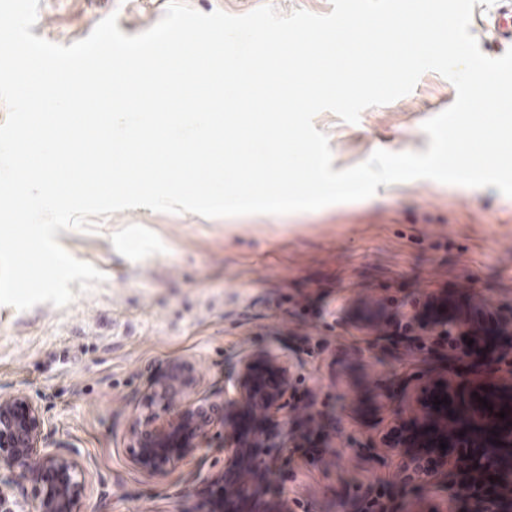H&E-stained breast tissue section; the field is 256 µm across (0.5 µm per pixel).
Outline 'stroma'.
Listing matches in <instances>:
<instances>
[{"mask_svg":"<svg viewBox=\"0 0 512 512\" xmlns=\"http://www.w3.org/2000/svg\"><path fill=\"white\" fill-rule=\"evenodd\" d=\"M193 9L232 15L263 4L287 14L303 9L327 14L331 0H186ZM165 5L141 0H39L33 35L65 46L86 38L99 21L117 15L125 35L142 33L164 15ZM456 90L435 72L421 76L414 90L386 105L365 109L358 123L325 111L314 120L332 150L333 170L365 161L375 150L426 151L422 123L447 108ZM458 226L460 249L444 254L431 269L420 300L402 286L424 266L417 248L423 224ZM91 231H58L57 241L73 257L101 270L105 281L89 289L71 282L73 301L46 302L19 311L0 306V392L23 391L37 399L51 420L50 440H66L82 451L88 470L87 512L108 503L109 512H173L192 491L187 472L223 473L234 489L233 504L264 512L279 496L281 512H296L282 489L295 477L318 488L309 512H379L370 486L322 449L332 439L349 442L358 455L372 454L383 475L404 473L410 486L429 497L435 512H478L477 489L460 497L456 485L439 496L414 475L409 457L397 448L414 416L433 396L455 402L474 426L512 423V396L477 399L481 378L443 373L426 381L405 369L397 397L400 414L386 406L364 408L355 400L372 354L384 350L393 367L394 345H417L450 331L453 356L472 361L487 343L472 339L468 323L457 321L461 296L497 309L501 370L496 384L512 387V251L500 250L499 233L512 232V198L496 187L467 188L418 179L378 187L365 200L316 211L205 218L154 212L145 207L96 216ZM237 284L229 294L226 284ZM334 328L321 356L310 339ZM180 361L198 376L206 394L223 383L224 454L193 460L189 471L158 473L142 468L133 446L134 415L145 403L158 367ZM274 387L269 419L288 411L289 400L314 405L316 426L292 420L286 435L251 437L258 463L276 470L255 482L233 453L242 438L234 421L256 397L258 371ZM346 484L347 504L333 486Z\"/></svg>","mask_w":512,"mask_h":512,"instance_id":"35a3bbf8","label":"stroma"}]
</instances>
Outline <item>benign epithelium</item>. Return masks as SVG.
Segmentation results:
<instances>
[{
	"label": "benign epithelium",
	"instance_id": "obj_1",
	"mask_svg": "<svg viewBox=\"0 0 512 512\" xmlns=\"http://www.w3.org/2000/svg\"><path fill=\"white\" fill-rule=\"evenodd\" d=\"M153 399L135 421L137 462L154 471L224 447V416L198 396L186 364L151 382ZM81 450L48 443L45 410L26 393H0V512H85L88 475ZM28 485L32 495H23Z\"/></svg>",
	"mask_w": 512,
	"mask_h": 512
}]
</instances>
